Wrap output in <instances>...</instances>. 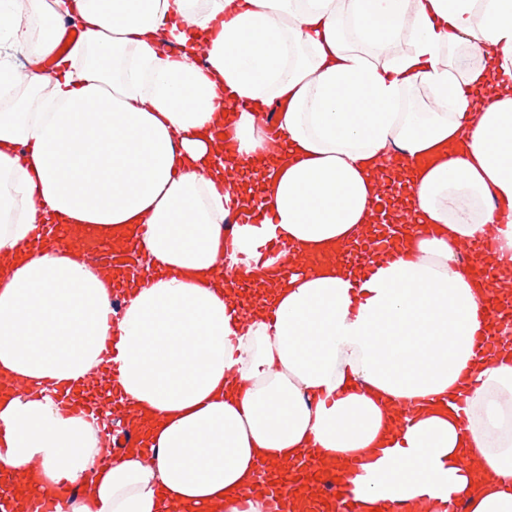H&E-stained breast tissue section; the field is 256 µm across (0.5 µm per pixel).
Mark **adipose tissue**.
Instances as JSON below:
<instances>
[{"label":"adipose tissue","mask_w":512,"mask_h":512,"mask_svg":"<svg viewBox=\"0 0 512 512\" xmlns=\"http://www.w3.org/2000/svg\"><path fill=\"white\" fill-rule=\"evenodd\" d=\"M28 2L56 66L0 109V494L25 500L36 464L83 489L56 512H275L245 488L317 454L361 460L359 512H512V354L476 349L512 339L476 274L512 283V0ZM417 85L433 111H403ZM389 188L415 222L390 209L401 250L359 265ZM89 232L145 262L121 303L68 246ZM97 386L146 442L108 466L99 421L59 402Z\"/></svg>","instance_id":"1"}]
</instances>
